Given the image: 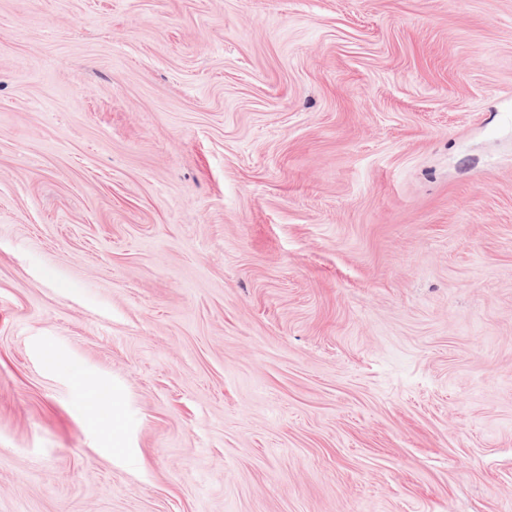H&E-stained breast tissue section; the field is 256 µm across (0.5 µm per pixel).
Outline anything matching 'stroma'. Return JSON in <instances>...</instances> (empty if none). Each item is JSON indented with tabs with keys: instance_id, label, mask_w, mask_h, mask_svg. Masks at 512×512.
<instances>
[{
	"instance_id": "stroma-1",
	"label": "stroma",
	"mask_w": 512,
	"mask_h": 512,
	"mask_svg": "<svg viewBox=\"0 0 512 512\" xmlns=\"http://www.w3.org/2000/svg\"><path fill=\"white\" fill-rule=\"evenodd\" d=\"M0 512H512V0H0Z\"/></svg>"
}]
</instances>
